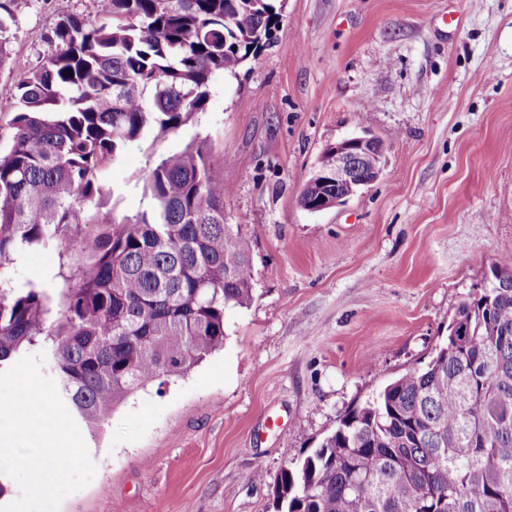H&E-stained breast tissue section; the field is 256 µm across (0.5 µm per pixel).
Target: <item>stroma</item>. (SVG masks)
I'll return each mask as SVG.
<instances>
[{
  "label": "stroma",
  "mask_w": 512,
  "mask_h": 512,
  "mask_svg": "<svg viewBox=\"0 0 512 512\" xmlns=\"http://www.w3.org/2000/svg\"><path fill=\"white\" fill-rule=\"evenodd\" d=\"M94 13L20 0L0 99L55 51L59 17ZM353 133L386 143L379 180L304 210L323 150ZM200 142L232 189L224 221L250 241L254 298L226 311L223 349L83 429L97 472L59 512H273L286 463L431 360L512 255V0H285L270 45L216 76L203 112L100 171L106 209L135 218L148 170ZM73 268L33 249L11 274L59 291Z\"/></svg>",
  "instance_id": "stroma-1"
}]
</instances>
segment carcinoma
I'll return each instance as SVG.
<instances>
[{
    "instance_id": "carcinoma-1",
    "label": "carcinoma",
    "mask_w": 512,
    "mask_h": 512,
    "mask_svg": "<svg viewBox=\"0 0 512 512\" xmlns=\"http://www.w3.org/2000/svg\"><path fill=\"white\" fill-rule=\"evenodd\" d=\"M62 16L56 50L0 102V372L32 350L68 411L100 430L130 394L224 347V313L253 297L250 242L224 222L231 189L208 148L145 177L150 205L118 223L98 173L126 145L203 111L215 75H236L278 28V0H96ZM17 0H0V68ZM33 248L76 259L59 295L18 283ZM459 302L448 336L350 409L320 447L285 464L275 512H512V256Z\"/></svg>"
}]
</instances>
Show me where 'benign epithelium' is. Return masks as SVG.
<instances>
[{"mask_svg": "<svg viewBox=\"0 0 512 512\" xmlns=\"http://www.w3.org/2000/svg\"><path fill=\"white\" fill-rule=\"evenodd\" d=\"M386 150L384 143L367 135H353L328 145L309 180L313 185H333L335 189L330 193L320 194L310 207V211L321 212L344 204L354 193V187L374 184L382 170H377L369 179L365 178L361 175L362 157L373 152L383 157Z\"/></svg>", "mask_w": 512, "mask_h": 512, "instance_id": "1", "label": "benign epithelium"}]
</instances>
